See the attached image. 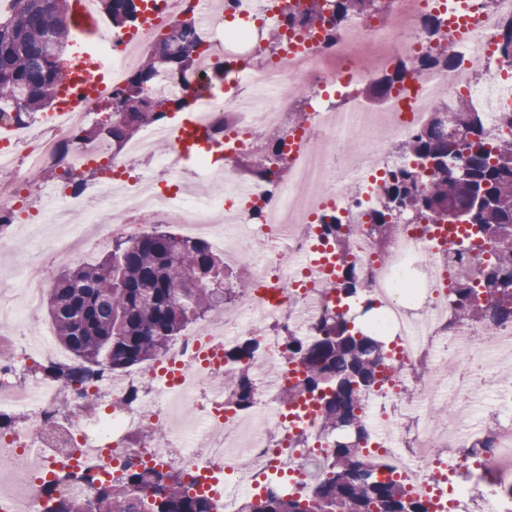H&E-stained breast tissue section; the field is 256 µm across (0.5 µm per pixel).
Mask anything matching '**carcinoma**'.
Masks as SVG:
<instances>
[{"label": "carcinoma", "instance_id": "cac0c4a2", "mask_svg": "<svg viewBox=\"0 0 512 512\" xmlns=\"http://www.w3.org/2000/svg\"><path fill=\"white\" fill-rule=\"evenodd\" d=\"M146 0H99L115 28L132 24ZM381 0H310L302 14H289L291 26H314L324 20L331 4L333 23L351 13L378 12ZM68 0H13L12 10L0 14V113L14 112L21 121L54 104L65 69L53 62L48 46L65 51L71 41ZM206 42L193 18L177 26L176 35L158 40L112 95V126L82 129V139H104L119 153L140 129L159 125L173 112L188 109L181 98L154 91L164 79L188 82L198 72L193 49ZM424 65L448 66V58L408 57L402 68L370 85L377 95L395 76ZM470 113L471 136L448 131L455 113ZM431 177L419 184L413 172L400 171L384 180V210L374 213L364 232L380 251L394 236L403 215L432 217L468 225L467 231L494 244L481 265L479 286L466 280L451 291L450 321L471 322L490 334L497 323L512 322V137H490L482 118L460 102L456 112H439L429 128L404 144ZM263 158L241 160V169L269 179L286 164L278 145L266 140ZM339 259L336 296L350 303L364 296L365 280L347 261L350 233L341 224L325 225ZM224 255L203 240L185 241L166 232H153L115 242L111 254L98 264L85 263L67 270L55 281L44 304L55 325V336L73 356L74 364H52L46 376L63 387L95 374L112 372L162 355L188 325L206 317L218 305H228L240 294L228 280ZM313 341L295 336L284 339L283 357L301 370L299 381L283 395L287 404L323 393L321 424L326 436L348 432L334 443L332 461L311 494L292 497L278 490L251 498L244 512H427L395 480L379 481V463L364 448L367 428L359 409L363 395L381 381L387 344L355 326L340 309L328 312ZM233 404L248 409L253 386L247 370L238 371L230 384ZM81 475L64 474L45 484L48 512H211L202 495L189 494L182 471H139L124 468L109 484H101L90 502L58 493L57 483L74 482Z\"/></svg>", "mask_w": 512, "mask_h": 512}]
</instances>
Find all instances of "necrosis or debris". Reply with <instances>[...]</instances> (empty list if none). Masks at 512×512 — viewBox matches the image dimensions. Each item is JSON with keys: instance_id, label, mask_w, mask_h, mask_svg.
Here are the masks:
<instances>
[{"instance_id": "1", "label": "necrosis or debris", "mask_w": 512, "mask_h": 512, "mask_svg": "<svg viewBox=\"0 0 512 512\" xmlns=\"http://www.w3.org/2000/svg\"><path fill=\"white\" fill-rule=\"evenodd\" d=\"M309 2L153 0L158 21L150 31L137 23L104 26L99 53L109 70L91 79L84 105H58L21 122L0 113V207L7 210L0 254L21 253L38 266L18 288L12 277L0 278L9 291L0 301V414L25 417L23 426L0 431L7 473L0 512H44L43 485L64 473H85L70 491L90 499L118 469L169 463L180 467L191 494L209 499L211 512H240L269 479L286 492L309 490L333 441L321 433L316 396L283 403L296 374L283 360L282 340L314 339L336 305V253L324 227L338 220L351 228L349 260L368 283L366 300L377 312L372 328L389 337L395 366L386 386L362 401L379 476L401 479L428 512H512V323L487 335L448 322L452 283L462 276L479 282L477 261L487 258L488 244L454 224L405 220L382 255L361 227L382 206L384 176L415 169L399 147L435 113L455 111L463 100L494 131L512 111V62L498 53L512 0H387L381 15L284 27L286 13ZM188 9L210 49L197 79L166 81L158 90L189 100L205 129H221L214 144L224 157V191L206 202L186 186L211 179V155L187 156L174 143L157 153L160 127L142 128L120 155L79 137L87 117L125 85L155 33L174 30ZM231 16L242 26L226 27ZM429 20L438 34L426 28ZM261 27L282 36L268 59ZM438 53L450 57L448 68L400 74L379 105L350 92L357 80L395 70L406 55ZM219 69L223 81L208 85L207 74ZM300 102L307 110L299 125L293 114ZM260 130L283 141L286 171L273 184L242 179L238 166L240 156L259 152ZM92 162L101 175L84 190L42 178L50 165L69 174ZM142 216L177 227L183 238L210 239L245 273L247 293L236 307H216L133 377L102 372L66 388L34 374L18 381L20 366L66 357L41 315L55 269L142 235ZM322 258L330 277L317 284L307 269ZM219 337L228 349L246 339L259 345L247 411L235 409L229 393L209 389L236 369L224 355L203 357L207 341ZM424 363L432 376L425 386L415 378ZM491 373L499 385L489 393ZM136 383L149 393L132 398ZM443 407L453 413L446 423L436 415Z\"/></svg>"}]
</instances>
